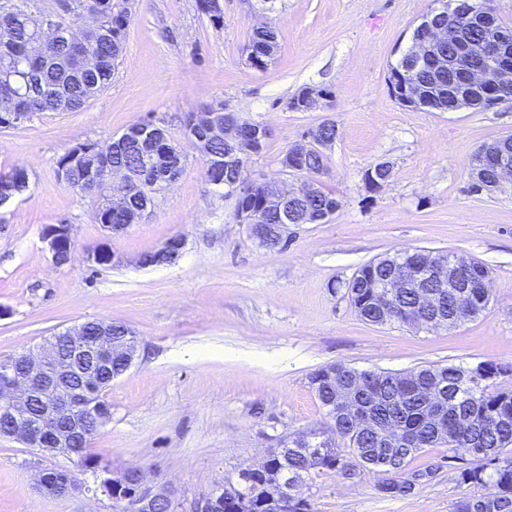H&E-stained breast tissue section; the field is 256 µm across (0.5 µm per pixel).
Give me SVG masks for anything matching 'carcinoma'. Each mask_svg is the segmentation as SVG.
<instances>
[{
  "mask_svg": "<svg viewBox=\"0 0 512 512\" xmlns=\"http://www.w3.org/2000/svg\"><path fill=\"white\" fill-rule=\"evenodd\" d=\"M215 0H198V9L216 29L224 28V11L214 7ZM97 12L96 22L86 25L90 11ZM0 15L11 22L0 27V76L12 71L18 76L11 103L0 100V113L25 112L28 118L43 112L65 108L78 112L99 98L112 86L116 64L123 52L131 10L113 0H54L46 7L43 0H0ZM46 15L60 19V39L44 45V51L58 60L45 65L34 57L33 48L41 43L39 22ZM452 21L463 29L473 44L480 48L481 33L467 17L458 12ZM82 29V39L95 56L94 67L73 73L65 67L77 52L70 40L72 30ZM278 46L273 25L264 30L253 29L246 46V62L264 69L273 60L266 48ZM406 49L391 67V85L396 89L412 84L420 92L415 110L448 111V86L453 84L455 65L447 68L409 61ZM159 137L167 152L184 172L188 150L192 148L190 121L183 128L184 143H179L167 129L159 127ZM90 198L101 205L96 219L100 224L112 223V193L99 192ZM311 206L341 207V200L316 189ZM428 258L404 250L370 262L360 268L348 282V295L358 315L373 325H402L404 319L419 313L414 289L388 303L380 299V289L388 265L405 262L411 274ZM432 291L443 300L441 318L444 326H457L455 314L466 305L470 317L481 315L490 296L479 288L469 289L461 298L446 288L434 286ZM495 372L482 375L479 368L461 365L433 366L403 374L358 370L343 364L319 369L311 378L312 389L328 420L327 429L310 430L280 442L271 448L261 469L238 467L224 473V482L216 485L224 496V512H313L307 492L316 475H383L377 490L388 497L407 496L417 484L428 479L432 469L412 470L416 456L427 448L444 446L461 461L458 481L475 488H494L489 494H476L457 502L455 512H512V388L497 386V378L511 368L493 362ZM362 378L367 390L358 403L370 414L371 424L363 429L336 397L337 391L351 380ZM83 470L95 472L102 459L93 452L91 443L79 448Z\"/></svg>",
  "mask_w": 512,
  "mask_h": 512,
  "instance_id": "1",
  "label": "carcinoma"
}]
</instances>
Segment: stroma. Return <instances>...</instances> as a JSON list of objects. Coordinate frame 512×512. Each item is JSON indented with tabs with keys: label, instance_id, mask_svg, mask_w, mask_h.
<instances>
[{
	"label": "stroma",
	"instance_id": "1",
	"mask_svg": "<svg viewBox=\"0 0 512 512\" xmlns=\"http://www.w3.org/2000/svg\"><path fill=\"white\" fill-rule=\"evenodd\" d=\"M436 0H275L273 62L250 67L245 48L258 20L250 0H224V27L212 28L197 0H134L125 49L111 87L78 112H45L0 129V171L26 167L29 188L0 206V359L38 347L91 319L126 325L138 359L104 397L111 420L93 449L112 470H144L193 495L226 470L264 460L280 438L327 426L311 377L342 363L405 372L428 365L512 367V189L470 187L477 149L512 135V101L489 110L423 112L402 106L391 67ZM305 86L329 90L325 106L294 112L287 102ZM228 103L269 127L246 178L296 189L306 174L281 158L304 132L332 121L316 185L342 205L324 224H292L288 246L273 251L238 222L235 201L189 156L179 180L153 211L108 236L95 204L66 188L57 158L84 139L108 142L153 119L181 136L188 113ZM386 161L392 177L370 189L365 171ZM49 224L71 225L76 258L57 266L43 241ZM179 236L176 262L139 263L143 253ZM109 243L118 262L89 266L88 247ZM405 249L481 262L491 278L488 310L451 329L416 330L362 321L346 285L365 264ZM447 448L414 462L441 468L413 494L381 496L376 477L315 478L314 512H455L469 494ZM0 437V512H112L111 499L55 497L37 475L68 466Z\"/></svg>",
	"mask_w": 512,
	"mask_h": 512
}]
</instances>
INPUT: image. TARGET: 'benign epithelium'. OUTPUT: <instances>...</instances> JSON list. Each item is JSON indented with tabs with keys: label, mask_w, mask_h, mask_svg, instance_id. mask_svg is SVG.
Listing matches in <instances>:
<instances>
[{
	"label": "benign epithelium",
	"mask_w": 512,
	"mask_h": 512,
	"mask_svg": "<svg viewBox=\"0 0 512 512\" xmlns=\"http://www.w3.org/2000/svg\"><path fill=\"white\" fill-rule=\"evenodd\" d=\"M460 10L455 0H441L439 8L425 17L421 26L424 39L416 45L418 54L441 55L445 47L455 49V57L462 60L471 55L469 40L463 30L451 23L440 21ZM469 14L475 16V22L483 30L484 43L479 61L465 67L463 84L466 87L480 88L485 91L484 108H491L503 101L512 100V35L501 30L494 14L488 13L477 5L468 6ZM325 94L312 89L298 100L291 102V108L299 112H312L322 107ZM193 125L200 126L201 133H192L193 150L200 155L205 165L213 163L208 145L212 140H224V177L225 185L245 198L253 193L255 185L245 184L240 176L242 160L256 155L259 148L270 136L265 125H246L229 106L213 112H203ZM136 141L140 155L150 164L161 162L162 150L156 138V129L134 124L126 133L106 145L98 142H81L75 145L71 162L80 182L94 186L105 180L112 186V211L125 218L123 224H105L103 228L111 234L125 231L155 205V200L145 199L142 205L128 210V202L138 193L137 185L129 172L112 163L114 153L121 150L129 141ZM324 148L310 136H304L288 147L285 163L291 170L303 169L302 161L314 151ZM392 175V166L380 161L368 170L366 183L376 190L387 182ZM471 181L485 192H497L512 187V140L504 137L489 144L479 152L477 161L470 167ZM263 188V207L278 215L279 224L269 227L261 223L256 214L248 221L251 235L262 245L268 244L272 235L281 242H288L285 234L290 224H322L333 216L330 211L316 212L308 208V201L314 195L315 183L308 182L294 191L275 182H261ZM46 243L52 262L59 264L60 255L71 251L72 233L69 224H49L44 230ZM183 248L180 238L167 241L155 250V265L161 266L174 261ZM110 255V261L117 258L107 243L84 252V260L89 265L99 264L102 255ZM470 261L454 257L441 262L425 273L428 278L440 279L443 286L455 291L471 288L473 283L465 276ZM417 282L411 280L405 267L394 265L384 284L387 292L397 293L402 288H413ZM63 335L71 342V356L62 359L57 353V338L51 337L37 350L19 355V360L0 365V417L8 418L5 428L0 429L1 437H8L23 444L26 448H38L50 454L73 455L75 443L86 436L90 428V418L78 412L79 396L99 384L96 366L117 355L124 358L125 369H130L137 360L138 340L134 333L126 328L120 339L112 336V331L101 326L94 336L87 335V324H75ZM360 387L354 386L344 394L343 402L353 411L362 425L368 424L366 416L358 409L357 396ZM42 401V409L36 415L27 412L32 397ZM99 489L106 494L110 491L120 497L131 495L136 500L138 512H157L161 505L168 512H224V501L211 489L199 492L191 498L176 496L172 484L149 478L145 472L135 469L121 479L108 468L99 474ZM38 486L48 494L66 496L82 494L86 488L74 485L56 471L45 470L38 475Z\"/></svg>",
	"instance_id": "7a95c632"
}]
</instances>
